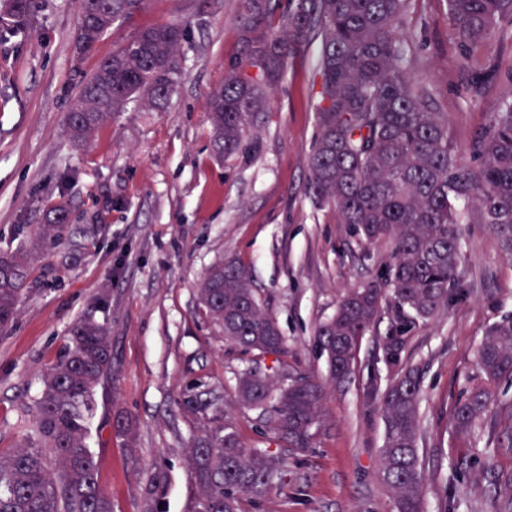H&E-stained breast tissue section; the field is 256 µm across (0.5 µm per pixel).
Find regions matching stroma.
<instances>
[{
  "mask_svg": "<svg viewBox=\"0 0 512 512\" xmlns=\"http://www.w3.org/2000/svg\"><path fill=\"white\" fill-rule=\"evenodd\" d=\"M80 10L81 0H38L23 33L0 35V252L47 223L53 206L70 212L57 244L31 266L15 322L0 332V453L29 433L43 372L107 288L112 377L92 419L99 484L112 512H140L144 485L160 474L161 512H190L188 444L198 423L178 400L218 386L233 397L247 364L200 308L202 275L226 259L250 266L288 340L289 363L322 374L316 327L347 289L380 280L392 243H361L333 210L312 203L319 40L290 61L261 126L247 129L245 150L219 161L206 102L236 49V0H149L81 58L73 51ZM175 20L187 34L179 85L164 109L130 104L90 143L74 142L66 116L81 81L137 29ZM405 30L420 47L411 75L435 89L448 136L467 157L504 85L492 82L472 98L446 0H420ZM462 231L452 298L410 330L403 353L404 365L419 367L422 377L424 509L512 512V379L495 387L475 436L457 437L452 418L456 400L480 382L474 352L486 327L512 313V259L485 225L466 223ZM394 317L381 304L350 380L328 392L311 447H288L255 412L233 410L244 445L282 461L280 480L249 512H395L379 478L382 412L366 400L371 382L391 376L380 346ZM119 412L136 423L134 447L112 428Z\"/></svg>",
  "mask_w": 512,
  "mask_h": 512,
  "instance_id": "1",
  "label": "stroma"
}]
</instances>
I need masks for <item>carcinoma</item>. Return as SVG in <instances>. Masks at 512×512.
Listing matches in <instances>:
<instances>
[{
    "label": "carcinoma",
    "instance_id": "cac0c4a2",
    "mask_svg": "<svg viewBox=\"0 0 512 512\" xmlns=\"http://www.w3.org/2000/svg\"><path fill=\"white\" fill-rule=\"evenodd\" d=\"M145 0H82L85 23L97 25L91 41L74 35L78 55L90 52L112 23ZM238 41L224 63V78L210 92L208 115L213 145L230 158L244 147V133L258 125L288 62L320 38L321 87L317 135L309 159L314 204L332 208L359 240L392 241V260L377 284L353 288L336 313L319 324L314 347L326 363L325 377L288 364L286 337L264 308L252 271L236 260L211 266L197 285L198 299L224 340L250 356L236 374L235 395L243 408L259 411L267 428L293 448H308L322 423L327 387L351 374L362 338L373 327L382 299L396 313L383 341L394 374L381 393L385 424L382 480L393 493L396 512H423L420 463V380L401 366L404 335L448 304L458 282L462 254L459 204L467 220L485 224L503 252L512 256V73L508 95L474 136L464 162L448 137V113L436 111V94L412 81L418 57L405 26L417 0H237ZM38 0H0V26L24 31ZM464 59L506 21L512 0H446ZM187 26L164 23L136 31L99 61L82 84L67 115L74 140L94 132L140 100L161 109L178 84V53ZM501 77L492 61L474 66L469 90ZM68 220L55 210L23 245L0 254V331L15 320L22 287L35 255L48 249ZM272 358L258 370L259 362ZM484 383L472 388L453 410L457 432L467 435L493 401V387L512 379V315L489 324L476 351ZM112 377V339L107 323L89 314L73 324L68 343L41 379L33 429L10 455L0 457V512H112L100 487L90 448L91 421L100 382ZM183 408L203 421L190 446L194 512H246L279 473V458L248 448L224 411L217 390L186 394ZM133 442L135 424L118 414L112 423ZM161 481L143 489L142 512H154Z\"/></svg>",
    "mask_w": 512,
    "mask_h": 512
}]
</instances>
